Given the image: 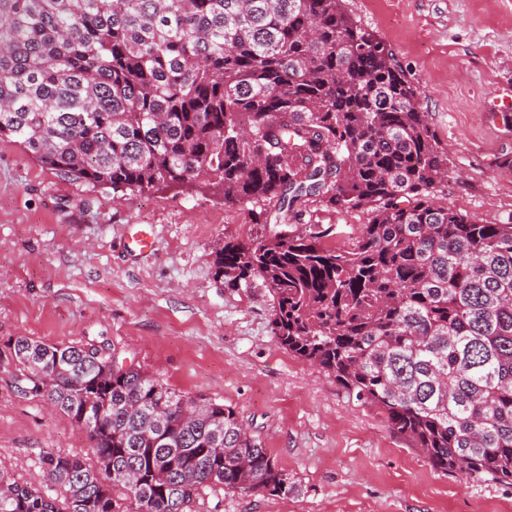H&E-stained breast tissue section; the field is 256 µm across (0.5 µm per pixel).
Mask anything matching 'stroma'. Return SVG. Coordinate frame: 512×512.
I'll list each match as a JSON object with an SVG mask.
<instances>
[{"label":"stroma","mask_w":512,"mask_h":512,"mask_svg":"<svg viewBox=\"0 0 512 512\" xmlns=\"http://www.w3.org/2000/svg\"><path fill=\"white\" fill-rule=\"evenodd\" d=\"M393 49L448 151L438 198L512 224V0H345ZM367 216L314 207L352 243ZM150 233L131 251L128 226ZM208 190L123 193L57 176L0 139V347L17 336L104 342L189 397L230 405L301 485L285 498L206 491L200 512H512V485L433 470L381 410L349 397L273 334L265 284L225 287L216 245L276 231ZM84 429L46 398L19 396L0 366V471L50 491L48 452L88 455Z\"/></svg>","instance_id":"obj_1"}]
</instances>
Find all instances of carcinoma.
<instances>
[{
	"label": "carcinoma",
	"mask_w": 512,
	"mask_h": 512,
	"mask_svg": "<svg viewBox=\"0 0 512 512\" xmlns=\"http://www.w3.org/2000/svg\"><path fill=\"white\" fill-rule=\"evenodd\" d=\"M344 0H0V139L114 191L195 181L288 227L213 251L268 287L278 343L378 407L431 468L512 485V224L438 201L448 154L392 48ZM310 203L368 215L346 246ZM18 391L83 428L50 496L0 475V512H197L205 489L286 498L294 475L229 405L117 348L19 336Z\"/></svg>",
	"instance_id": "obj_1"
}]
</instances>
